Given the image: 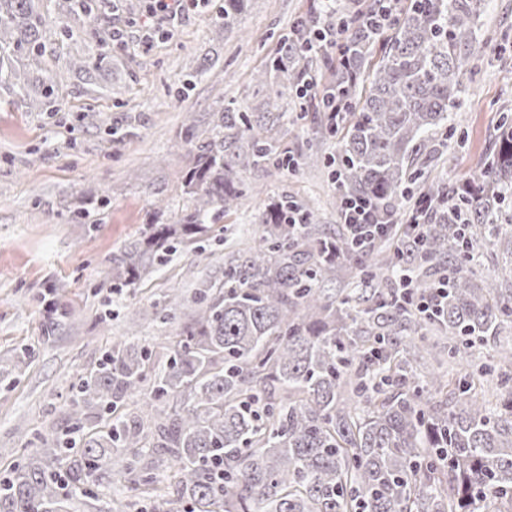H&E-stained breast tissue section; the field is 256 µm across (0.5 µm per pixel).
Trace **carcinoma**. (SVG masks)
I'll list each match as a JSON object with an SVG mask.
<instances>
[{"mask_svg":"<svg viewBox=\"0 0 512 512\" xmlns=\"http://www.w3.org/2000/svg\"><path fill=\"white\" fill-rule=\"evenodd\" d=\"M247 2L224 0L217 33L233 28ZM471 2L409 0L373 29L342 0L336 45L309 36L315 16L280 36L276 98L287 88L307 98L299 62L337 52L334 79L314 94L320 112L341 104L329 124L340 144L339 211L364 199L379 223H394L422 177L415 162L438 151L434 131L471 71L462 52ZM94 8L79 0L63 15L54 0H0V86L23 97L32 88L49 106L64 74L42 64L45 41L72 33L70 17ZM374 60L369 88L358 89ZM268 123L230 103L208 133L192 135L193 205L178 224H158L124 250L115 267L121 286L135 287L178 230L197 233L242 206L240 169L273 156ZM509 193L506 113L484 168L469 183L420 189L431 202L420 236L381 260L346 233L320 235L306 206L276 202L258 247L224 269L222 284L197 289L193 320L153 378L147 348L125 342L81 375L68 406L76 428L111 417L76 442L45 431L27 462L0 477V512H139L133 501L114 510L106 492L114 476L153 499L154 512H512V374L502 372L512 367V346L497 345L480 365L471 352L475 340L512 328V283L475 264L483 250L512 245L503 240ZM402 270L413 280L408 292ZM443 270L448 298L427 316L416 302L434 296ZM343 274L371 286L370 305L327 296L325 285ZM432 336L448 338V363L460 365L446 382L417 373ZM487 381L501 390L492 403L477 396ZM165 461L174 465V499L153 474Z\"/></svg>","mask_w":512,"mask_h":512,"instance_id":"carcinoma-1","label":"carcinoma"}]
</instances>
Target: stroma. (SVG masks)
Returning a JSON list of instances; mask_svg holds the SVG:
<instances>
[{"instance_id":"35a3bbf8","label":"stroma","mask_w":512,"mask_h":512,"mask_svg":"<svg viewBox=\"0 0 512 512\" xmlns=\"http://www.w3.org/2000/svg\"><path fill=\"white\" fill-rule=\"evenodd\" d=\"M317 5L249 0L233 31L220 35L224 0H183L164 18L148 16L145 0H120L119 11H94L74 22L72 38L49 41L45 62L66 71L53 108L36 111L0 89V473L38 447L45 426L73 434L66 412L73 385L113 343L145 346L154 366L166 363L196 289L222 284L225 264L261 240L271 201H301L321 232L339 229L337 137L322 113L291 96L271 100L256 82L280 34ZM465 41L474 72L424 170L430 181L475 175L501 112H512V0H482ZM72 55L96 64L92 77L67 71ZM230 102L277 114L268 132L277 155L308 153L318 164L244 168L246 199L237 211L174 240L136 287H120L114 257L192 204L181 185L193 165L187 114L203 131ZM175 292L184 304L169 320L164 303ZM24 348L31 357L15 369Z\"/></svg>"}]
</instances>
